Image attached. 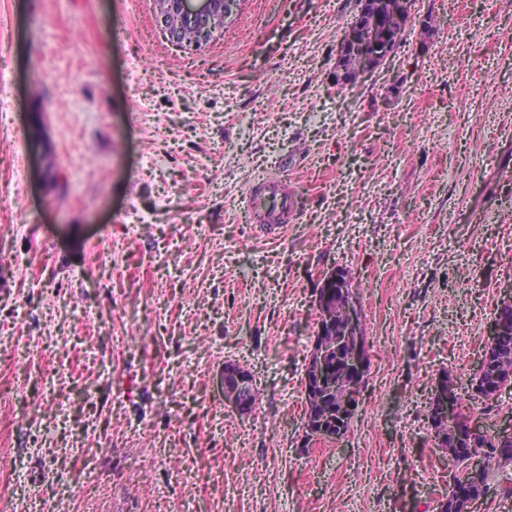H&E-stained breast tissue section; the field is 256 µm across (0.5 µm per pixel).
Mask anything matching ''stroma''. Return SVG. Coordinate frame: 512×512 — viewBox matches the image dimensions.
Masks as SVG:
<instances>
[{"mask_svg": "<svg viewBox=\"0 0 512 512\" xmlns=\"http://www.w3.org/2000/svg\"><path fill=\"white\" fill-rule=\"evenodd\" d=\"M356 0H241L176 47L153 0H0V512H432L459 467L426 419L512 289V0H412L349 88ZM433 16L438 26L423 32ZM299 192L241 223L255 172ZM344 269L367 386L343 443L302 445L315 292ZM251 371L225 406L216 374ZM472 512H512L484 462ZM375 49L376 47L371 42L367 31L352 22L344 32L339 50V58H342L345 52L349 51H354L362 55H384L385 58H389L395 52V47L390 48L388 45L379 54L374 53ZM342 67L346 76L354 82L363 75L364 63L355 56H344ZM343 69L341 68L340 71L343 72ZM299 195L283 175L271 174L252 182L245 195L246 212L257 232L268 238L281 234L297 215ZM232 365V369L227 371L226 380L229 386L237 385L238 379L237 376H241L245 374L247 376L248 384L245 386L244 390L242 391V397L246 399L247 397H250L252 399L251 405L248 406V410L254 407L257 404V401L259 400V388L256 384L254 376L248 371L244 370L240 366Z\"/></svg>", "mask_w": 512, "mask_h": 512, "instance_id": "1", "label": "stroma"}]
</instances>
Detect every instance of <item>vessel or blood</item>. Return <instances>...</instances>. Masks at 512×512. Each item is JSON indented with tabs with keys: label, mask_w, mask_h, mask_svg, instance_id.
<instances>
[{
	"label": "vessel or blood",
	"mask_w": 512,
	"mask_h": 512,
	"mask_svg": "<svg viewBox=\"0 0 512 512\" xmlns=\"http://www.w3.org/2000/svg\"><path fill=\"white\" fill-rule=\"evenodd\" d=\"M246 211L257 232L272 237L291 223L298 210V195L284 176L271 174L252 182L245 195Z\"/></svg>",
	"instance_id": "1"
}]
</instances>
